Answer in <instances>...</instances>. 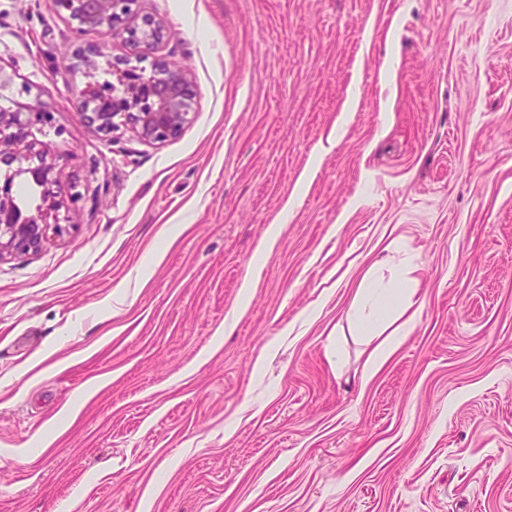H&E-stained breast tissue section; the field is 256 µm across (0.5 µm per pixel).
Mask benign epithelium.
I'll return each instance as SVG.
<instances>
[{
    "label": "benign epithelium",
    "instance_id": "benign-epithelium-1",
    "mask_svg": "<svg viewBox=\"0 0 512 512\" xmlns=\"http://www.w3.org/2000/svg\"><path fill=\"white\" fill-rule=\"evenodd\" d=\"M139 0H56L79 31L97 30L120 36L131 45L138 61L151 60L150 68L131 64L128 57L112 60V89L99 90L88 81L79 95V111L95 132L110 134L121 118L137 138L160 145L182 134L191 123L193 91L188 71L158 56L166 33L163 20L144 14ZM104 45L87 43L77 60L87 74L103 56ZM42 112L22 108L0 111V258L39 251L50 232L59 228V210L75 189L61 179L58 162L37 148L33 126ZM33 183L37 195L29 203L18 201L15 185Z\"/></svg>",
    "mask_w": 512,
    "mask_h": 512
}]
</instances>
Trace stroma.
<instances>
[{
  "label": "stroma",
  "mask_w": 512,
  "mask_h": 512,
  "mask_svg": "<svg viewBox=\"0 0 512 512\" xmlns=\"http://www.w3.org/2000/svg\"><path fill=\"white\" fill-rule=\"evenodd\" d=\"M192 122L78 110L77 32L0 0V106L78 195L0 257V512H512V0H140ZM419 325L370 381L385 245Z\"/></svg>",
  "instance_id": "1"
}]
</instances>
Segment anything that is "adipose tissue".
I'll use <instances>...</instances> for the list:
<instances>
[{
    "label": "adipose tissue",
    "mask_w": 512,
    "mask_h": 512,
    "mask_svg": "<svg viewBox=\"0 0 512 512\" xmlns=\"http://www.w3.org/2000/svg\"><path fill=\"white\" fill-rule=\"evenodd\" d=\"M418 282L406 268L390 266L388 274H367L353 298L357 332L370 352L366 377H373L419 324Z\"/></svg>",
    "instance_id": "ef3b65f1"
}]
</instances>
